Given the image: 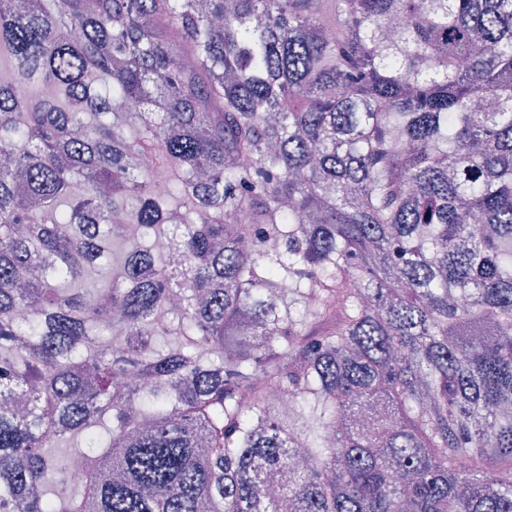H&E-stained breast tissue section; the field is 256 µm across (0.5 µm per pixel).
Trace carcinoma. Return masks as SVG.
I'll list each match as a JSON object with an SVG mask.
<instances>
[{"instance_id": "1", "label": "carcinoma", "mask_w": 512, "mask_h": 512, "mask_svg": "<svg viewBox=\"0 0 512 512\" xmlns=\"http://www.w3.org/2000/svg\"><path fill=\"white\" fill-rule=\"evenodd\" d=\"M2 49L0 512H512V0H0Z\"/></svg>"}]
</instances>
